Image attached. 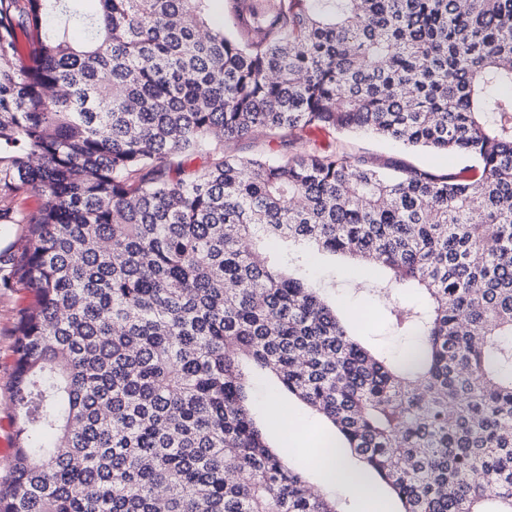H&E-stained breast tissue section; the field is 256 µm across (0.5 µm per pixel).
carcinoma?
Masks as SVG:
<instances>
[{
	"mask_svg": "<svg viewBox=\"0 0 512 512\" xmlns=\"http://www.w3.org/2000/svg\"><path fill=\"white\" fill-rule=\"evenodd\" d=\"M73 2L0 0V288L33 295L0 512H338L256 422L254 369L401 512H512V0ZM265 134L299 151L224 153ZM327 255L427 295L391 311L401 359L301 274ZM336 141L357 156H363L369 162L380 165L426 167L441 173L448 171H465V175L474 173L472 170H465L472 165V162L467 159L426 150H407L398 144L378 139L366 133L349 135L336 133Z\"/></svg>",
	"mask_w": 512,
	"mask_h": 512,
	"instance_id": "carcinoma-1",
	"label": "carcinoma"
}]
</instances>
